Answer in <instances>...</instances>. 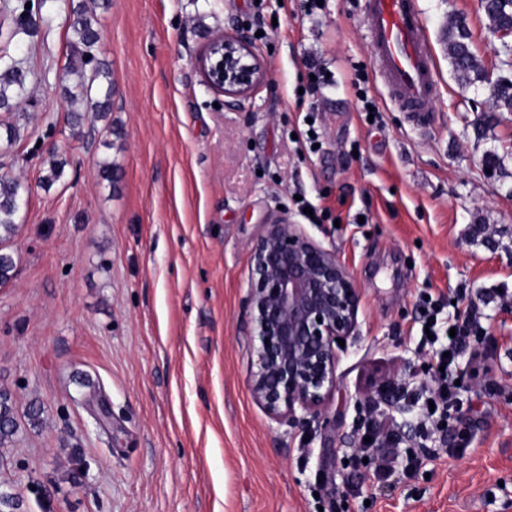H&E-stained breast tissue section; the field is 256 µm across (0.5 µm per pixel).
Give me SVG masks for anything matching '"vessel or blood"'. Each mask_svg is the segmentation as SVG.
<instances>
[{
  "mask_svg": "<svg viewBox=\"0 0 512 512\" xmlns=\"http://www.w3.org/2000/svg\"><path fill=\"white\" fill-rule=\"evenodd\" d=\"M376 73L409 112L428 111L437 84L415 0H365Z\"/></svg>",
  "mask_w": 512,
  "mask_h": 512,
  "instance_id": "vessel-or-blood-1",
  "label": "vessel or blood"
}]
</instances>
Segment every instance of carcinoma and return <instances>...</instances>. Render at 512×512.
I'll use <instances>...</instances> for the list:
<instances>
[{"instance_id":"1","label":"carcinoma","mask_w":512,"mask_h":512,"mask_svg":"<svg viewBox=\"0 0 512 512\" xmlns=\"http://www.w3.org/2000/svg\"><path fill=\"white\" fill-rule=\"evenodd\" d=\"M30 8H25L26 3ZM47 0H17L13 7L14 34L33 37L38 34L39 23L44 21L43 9ZM481 8L488 28L496 32L504 26L505 18L512 15V0H483ZM68 28L72 39L62 72L58 77L62 96L71 106L70 124L82 126L85 113L93 112L98 119L105 118L112 110V81L107 64L100 58L98 18L87 5V0H71ZM448 55L461 85L467 87L485 80V68L473 53L470 32L459 17L448 20ZM31 71L7 55L0 56V110L12 115V120L0 122V141L10 149L22 141L26 116L18 113L25 99ZM498 110L512 112V84L500 85L493 94ZM73 164L64 153H53L48 167L40 178L42 188L48 190L59 182L65 168ZM29 194V186L7 174L0 175V240L13 237L22 220L20 201ZM15 261L12 255L0 253V284L8 283L14 276ZM0 443L10 440L18 432L11 395L0 391Z\"/></svg>"}]
</instances>
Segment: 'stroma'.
<instances>
[{
    "label": "stroma",
    "instance_id": "35a3bbf8",
    "mask_svg": "<svg viewBox=\"0 0 512 512\" xmlns=\"http://www.w3.org/2000/svg\"><path fill=\"white\" fill-rule=\"evenodd\" d=\"M69 4L47 0L30 38L12 36L0 0V46L40 75L25 137L0 156L31 187L0 285V390L19 424L0 445V493L20 494L21 512H512V112L496 111L488 82L461 87L445 39L463 18L490 79L505 74L479 0H416L437 76L420 116L375 73L364 0H106L112 110L76 129L56 82ZM218 33L251 38L264 70L235 106L192 65ZM310 126L318 146L298 150ZM54 150L74 163L46 190ZM300 197L318 217L306 233L363 290L328 424L310 434L255 402L244 342L250 246ZM460 288L510 295L487 306L478 359L459 364L467 446L407 440L419 468L378 479L350 462L360 401L382 376L431 383L417 305Z\"/></svg>",
    "mask_w": 512,
    "mask_h": 512
}]
</instances>
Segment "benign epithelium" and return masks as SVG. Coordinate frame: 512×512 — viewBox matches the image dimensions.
Wrapping results in <instances>:
<instances>
[{
	"instance_id": "obj_1",
	"label": "benign epithelium",
	"mask_w": 512,
	"mask_h": 512,
	"mask_svg": "<svg viewBox=\"0 0 512 512\" xmlns=\"http://www.w3.org/2000/svg\"><path fill=\"white\" fill-rule=\"evenodd\" d=\"M193 65L210 91L235 101L264 77L243 36L215 35ZM249 282L252 396L280 424H318L336 389L337 339L354 334L362 289L335 252L288 217L264 224L251 248ZM396 383L380 380L362 404L377 405Z\"/></svg>"
}]
</instances>
